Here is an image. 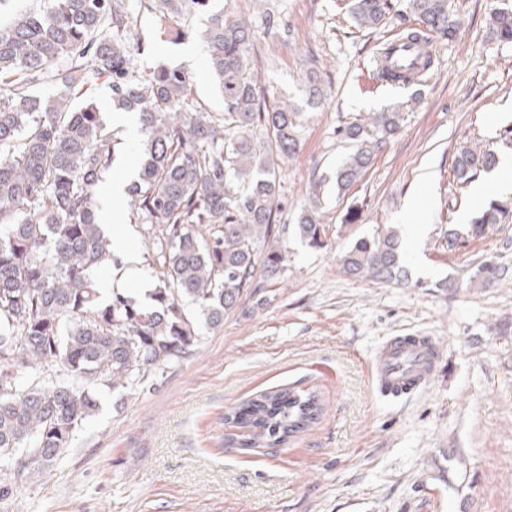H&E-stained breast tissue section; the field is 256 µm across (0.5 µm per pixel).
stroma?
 Instances as JSON below:
<instances>
[{"instance_id":"obj_1","label":"stroma","mask_w":512,"mask_h":512,"mask_svg":"<svg viewBox=\"0 0 512 512\" xmlns=\"http://www.w3.org/2000/svg\"><path fill=\"white\" fill-rule=\"evenodd\" d=\"M496 2L451 0L456 36L437 42L412 104L409 90L375 75L406 0H390V22L371 30L355 28L346 0H216L252 25L260 85L302 114L301 148L283 164L288 214L346 152L337 127L403 101L402 130L346 192L324 184L326 246L287 235L288 268L271 302L201 326L193 355L102 393L61 460L40 478L13 476L0 512H512V279L468 283L479 258L512 265V223L462 249L443 245L444 232L476 210L470 186L453 180L457 148L489 142L512 152V43L489 34ZM267 11L278 29H266ZM140 30L150 49L138 68L181 67L196 100L222 113L199 42L168 43L147 13ZM311 67L327 85L317 108L300 89ZM414 199L426 225L402 249L410 285L344 274L341 252L376 226H400ZM351 207L358 223L343 221ZM113 226L130 244L121 266L152 280L144 226ZM404 334L433 337L442 360L426 386L391 398L371 367ZM287 387L318 396L315 423L273 448L227 446L237 432L224 419L229 407Z\"/></svg>"}]
</instances>
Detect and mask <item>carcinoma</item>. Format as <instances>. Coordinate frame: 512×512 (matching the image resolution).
<instances>
[{"instance_id":"1","label":"carcinoma","mask_w":512,"mask_h":512,"mask_svg":"<svg viewBox=\"0 0 512 512\" xmlns=\"http://www.w3.org/2000/svg\"><path fill=\"white\" fill-rule=\"evenodd\" d=\"M214 0H49L42 12L13 14L0 26V502L13 496L12 474L40 475L55 463L83 422L99 411L98 390L142 383L195 352L198 318L212 327L244 301L271 302L266 284L287 270L281 240L293 232L311 248L325 247L318 198L281 222L287 201L280 161L298 153L300 113L258 82L245 20L212 12ZM417 24L400 30L410 42L455 36L449 0H406ZM153 14L168 40L190 35L187 19L208 16L202 47L224 97V114L203 108L191 79L164 64L141 71L135 57L148 48L137 28ZM356 27L390 19L389 0H348ZM491 36L512 42V6L491 16ZM107 83L112 101L136 115L145 135L139 179L128 189L129 223L146 225L156 262L150 303L123 289L100 295L96 272L118 266L99 216L96 191L121 147L89 91ZM38 85L55 93L41 97ZM302 91L311 107L326 96L309 68ZM404 122L403 107L338 127L348 152L335 185L349 189ZM496 164L482 145L457 149L453 181L462 185ZM512 221L494 199L460 239ZM344 273L377 283H407L398 234L377 228L352 241L340 258ZM512 269L492 255L471 271L482 286ZM189 298L197 314L185 311ZM67 380L35 378L51 364ZM322 407L313 393L290 388L262 393L229 409L226 421L248 432L241 448L274 447L314 423ZM29 444L26 460L17 458Z\"/></svg>"}]
</instances>
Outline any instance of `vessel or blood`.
<instances>
[{"instance_id":"obj_1","label":"vessel or blood","mask_w":512,"mask_h":512,"mask_svg":"<svg viewBox=\"0 0 512 512\" xmlns=\"http://www.w3.org/2000/svg\"><path fill=\"white\" fill-rule=\"evenodd\" d=\"M432 43L410 45L390 42L389 60L401 68L420 66L423 56L433 51ZM439 346L429 336H405L387 343L373 363L372 381L383 393L402 396L426 385L439 360Z\"/></svg>"}]
</instances>
